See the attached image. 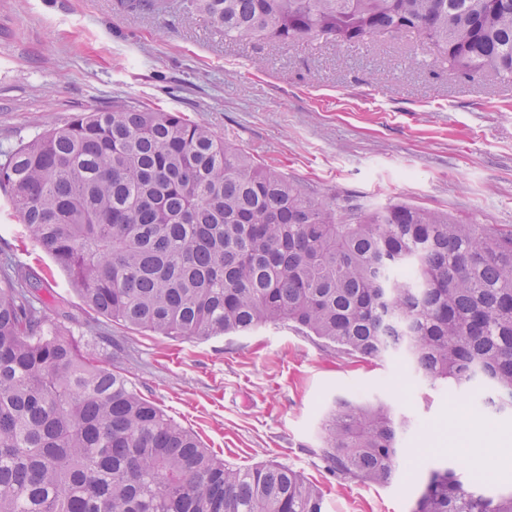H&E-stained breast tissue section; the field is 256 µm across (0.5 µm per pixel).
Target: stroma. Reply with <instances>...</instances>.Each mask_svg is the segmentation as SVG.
Listing matches in <instances>:
<instances>
[{
	"label": "stroma",
	"instance_id": "35a3bbf8",
	"mask_svg": "<svg viewBox=\"0 0 512 512\" xmlns=\"http://www.w3.org/2000/svg\"><path fill=\"white\" fill-rule=\"evenodd\" d=\"M159 12L119 0H0V157L75 115L115 105L182 112L274 160L328 204L406 202L512 230V83L414 65L412 38L344 48L311 37L232 44L191 0ZM32 269L49 323L125 371L146 398L240 468L274 461L323 492L324 512H411L430 470L450 468L495 495L512 487V415L486 393L422 382L399 359L365 363L285 327L177 340L87 311L0 194V259ZM380 395L413 423L420 468L390 484L333 474L317 452L336 396ZM468 407L466 434L446 425ZM462 437L451 454L440 439Z\"/></svg>",
	"mask_w": 512,
	"mask_h": 512
}]
</instances>
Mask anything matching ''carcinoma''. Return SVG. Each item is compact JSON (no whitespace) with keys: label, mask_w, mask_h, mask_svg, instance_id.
Listing matches in <instances>:
<instances>
[{"label":"carcinoma","mask_w":512,"mask_h":512,"mask_svg":"<svg viewBox=\"0 0 512 512\" xmlns=\"http://www.w3.org/2000/svg\"><path fill=\"white\" fill-rule=\"evenodd\" d=\"M224 40L341 48L413 37L458 75L512 80V0H193ZM0 191L85 306L159 336L288 325L512 412V234L407 203H323L181 112L78 115L10 152ZM42 279L0 267V512H323L273 461L224 464L120 371L45 319ZM411 421L338 396L320 455L386 485L417 464ZM413 512H512L433 469Z\"/></svg>","instance_id":"cac0c4a2"}]
</instances>
